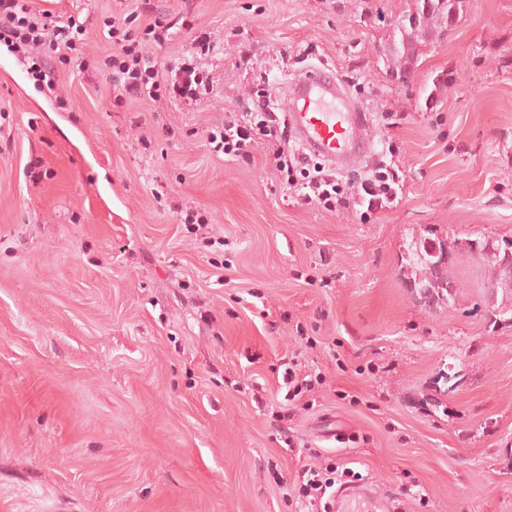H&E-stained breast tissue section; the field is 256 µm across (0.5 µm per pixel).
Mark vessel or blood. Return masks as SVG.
Here are the masks:
<instances>
[{"label": "vessel or blood", "mask_w": 512, "mask_h": 512, "mask_svg": "<svg viewBox=\"0 0 512 512\" xmlns=\"http://www.w3.org/2000/svg\"><path fill=\"white\" fill-rule=\"evenodd\" d=\"M278 108L301 149L332 168L356 165L366 156L362 131L367 115L353 104L327 66L296 72L279 96Z\"/></svg>", "instance_id": "b4317fda"}]
</instances>
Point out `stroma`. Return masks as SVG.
<instances>
[{
	"label": "stroma",
	"mask_w": 512,
	"mask_h": 512,
	"mask_svg": "<svg viewBox=\"0 0 512 512\" xmlns=\"http://www.w3.org/2000/svg\"><path fill=\"white\" fill-rule=\"evenodd\" d=\"M408 3L59 0L71 63L0 41V512H301L318 454L400 512H512V315L476 290L497 270L450 253L434 299L409 260L512 240V0H463L405 84L383 50ZM127 12L163 20L150 57L197 58L207 94L118 102L79 71ZM321 64L369 114L335 177L399 167L386 206L305 204L274 143L214 149L263 119L256 84Z\"/></svg>",
	"instance_id": "obj_1"
}]
</instances>
